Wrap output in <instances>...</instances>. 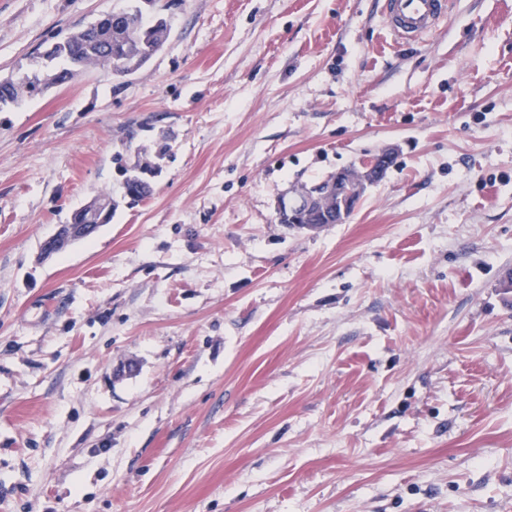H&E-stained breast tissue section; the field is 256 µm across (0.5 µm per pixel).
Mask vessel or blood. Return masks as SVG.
Wrapping results in <instances>:
<instances>
[{
  "mask_svg": "<svg viewBox=\"0 0 512 512\" xmlns=\"http://www.w3.org/2000/svg\"><path fill=\"white\" fill-rule=\"evenodd\" d=\"M451 10L450 0H383L382 15L394 38L408 41L448 20Z\"/></svg>",
  "mask_w": 512,
  "mask_h": 512,
  "instance_id": "1",
  "label": "vessel or blood"
}]
</instances>
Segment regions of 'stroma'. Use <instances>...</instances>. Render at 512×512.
Returning a JSON list of instances; mask_svg holds the SVG:
<instances>
[{"mask_svg":"<svg viewBox=\"0 0 512 512\" xmlns=\"http://www.w3.org/2000/svg\"><path fill=\"white\" fill-rule=\"evenodd\" d=\"M126 4L0 0V78ZM381 7L154 0L135 74L0 110V512H512V0L406 44ZM385 150L345 223H279ZM113 160L118 165V167L125 171L126 177L123 182V189L125 194H127L130 190H134L139 198L146 197L150 193V185L147 180L138 174H128L129 169L124 167L122 154L116 153L113 156ZM89 205H84L83 207L75 210L71 214V219L69 220L68 224H61L58 226L56 232L51 235L44 243V252L42 253L43 255L50 256L57 252V247L61 244L69 245L96 232L104 224V220L116 206L114 200L112 199V202H100L99 204L90 206V208L85 211V208H87ZM75 215H80L79 221L83 216H85V222L75 224L78 222V220L74 221Z\"/></svg>","mask_w":512,"mask_h":512,"instance_id":"obj_1","label":"stroma"}]
</instances>
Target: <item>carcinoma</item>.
Wrapping results in <instances>:
<instances>
[{
	"instance_id": "cac0c4a2",
	"label": "carcinoma",
	"mask_w": 512,
	"mask_h": 512,
	"mask_svg": "<svg viewBox=\"0 0 512 512\" xmlns=\"http://www.w3.org/2000/svg\"><path fill=\"white\" fill-rule=\"evenodd\" d=\"M152 0H128V5L103 17L90 29H79L58 41L55 59L41 69L58 74L61 80L75 70L107 67L117 76H126L147 64L166 44L170 28L167 22L149 23L144 18L145 4ZM40 74L27 80H0V110L39 94ZM124 192L135 191L141 198L150 193V185L137 174L126 175Z\"/></svg>"
}]
</instances>
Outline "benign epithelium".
Segmentation results:
<instances>
[{"mask_svg": "<svg viewBox=\"0 0 512 512\" xmlns=\"http://www.w3.org/2000/svg\"><path fill=\"white\" fill-rule=\"evenodd\" d=\"M390 158H392L390 153L370 157L360 163V171L356 174L349 169L340 170L333 174L329 187H323L321 182L313 183L309 185L306 195L290 196L284 193L276 201V213L288 212V222L302 227L305 224L306 207L311 198L324 195L330 197L337 214L343 216L351 213L367 187L386 172L382 162ZM111 212L112 203L109 201L101 202L88 209L81 207L75 210L74 214L84 217L85 222L77 224L71 219L68 223L59 225L56 232L44 243V254L50 256L57 252L58 246L69 245L93 234L104 224V220Z\"/></svg>", "mask_w": 512, "mask_h": 512, "instance_id": "benign-epithelium-1", "label": "benign epithelium"}]
</instances>
